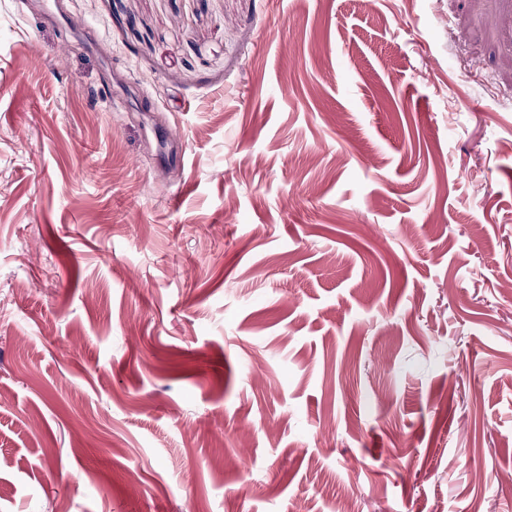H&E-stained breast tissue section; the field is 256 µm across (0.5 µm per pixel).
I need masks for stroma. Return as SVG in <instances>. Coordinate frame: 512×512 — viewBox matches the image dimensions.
Listing matches in <instances>:
<instances>
[{"mask_svg": "<svg viewBox=\"0 0 512 512\" xmlns=\"http://www.w3.org/2000/svg\"><path fill=\"white\" fill-rule=\"evenodd\" d=\"M512 0H0V512H512Z\"/></svg>", "mask_w": 512, "mask_h": 512, "instance_id": "35a3bbf8", "label": "stroma"}]
</instances>
